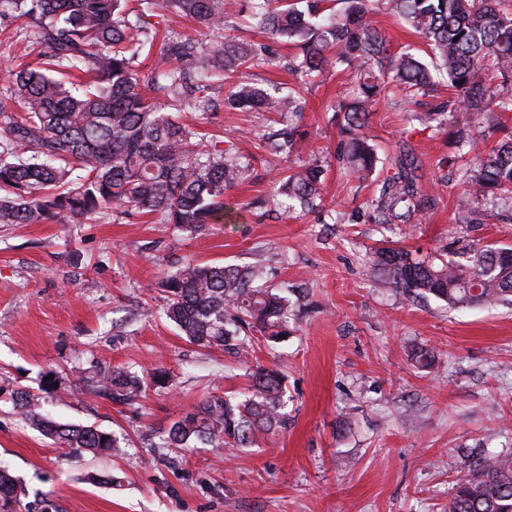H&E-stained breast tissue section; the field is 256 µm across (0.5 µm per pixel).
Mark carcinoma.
<instances>
[{"instance_id": "carcinoma-1", "label": "carcinoma", "mask_w": 512, "mask_h": 512, "mask_svg": "<svg viewBox=\"0 0 512 512\" xmlns=\"http://www.w3.org/2000/svg\"><path fill=\"white\" fill-rule=\"evenodd\" d=\"M0 0V20L25 22L36 59L0 71V224L82 223L101 214L150 215L194 234L210 224H232L226 191L248 179L251 159L225 140L183 122L181 113L248 109L299 118L298 93H270L240 76V69L277 67L262 42L224 37V0ZM258 0L255 28L298 49L288 73L302 84L329 67L353 75V95L338 102L342 115L337 162L351 181H374L379 157L363 133L372 107L393 88L428 97L446 82L454 91L446 109L408 110L409 123L437 130L448 115V136L476 144V118L512 112V11L504 0ZM414 30L430 52L426 61L395 50L371 20L376 7ZM194 19L214 40L202 48L164 33L168 15ZM224 73L227 93L215 97L212 77ZM268 153L294 149L293 130L266 136ZM383 182L377 219L388 224L398 209L435 202L415 156L395 158ZM327 168L315 161L280 173L259 207L286 214L324 210ZM476 205L512 194V135L465 167ZM371 274L407 295L433 296L451 309L512 304V248L471 247L460 259H420L405 249L370 251ZM261 269L185 260L162 278L164 313L199 346L249 356L252 336L277 342L288 335L291 302L271 288H256ZM250 394L201 402L173 423L162 448H251L260 435L287 425L285 380L277 367L248 371ZM91 384L115 403L138 399L143 382L116 369ZM19 413L61 449V455L110 454L116 438L92 425L60 423L37 412L39 397L15 395ZM26 488L0 466V512H57L52 500L24 502ZM448 512H512V455L489 454L453 481Z\"/></svg>"}]
</instances>
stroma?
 Instances as JSON below:
<instances>
[{
  "label": "stroma",
  "mask_w": 512,
  "mask_h": 512,
  "mask_svg": "<svg viewBox=\"0 0 512 512\" xmlns=\"http://www.w3.org/2000/svg\"><path fill=\"white\" fill-rule=\"evenodd\" d=\"M348 72L327 69L305 91L306 139L280 167L328 162L326 210L263 214L256 203L273 171L254 154L264 112L184 113L199 131L254 155L250 177L228 190L232 224L203 235L171 224L104 215L75 224H0V465L60 512H445L455 477L478 457L512 450V307L449 310L408 299L373 278L370 249L388 245L425 258L473 246H512V208L456 223L471 208L460 174L443 162L447 132L410 125L404 100L376 104L365 129L380 161L375 180L349 183L334 161ZM409 147L436 204L401 224H379L372 201L393 160ZM192 258L261 264V284L305 288L312 309L279 342L249 359L188 342L162 314L154 282ZM427 348L432 369L412 353ZM278 365L289 397L287 428L237 452L203 443L174 454L166 430L201 401L246 391L247 365ZM165 369L133 404L90 393L87 377ZM40 396L62 423L120 439L112 456L59 448L16 413V392Z\"/></svg>",
  "instance_id": "35a3bbf8"
}]
</instances>
